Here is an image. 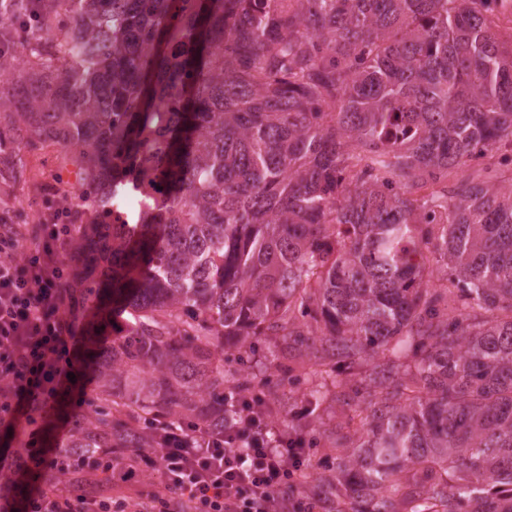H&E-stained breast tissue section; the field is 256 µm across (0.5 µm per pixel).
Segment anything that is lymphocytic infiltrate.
<instances>
[{
	"label": "lymphocytic infiltrate",
	"mask_w": 512,
	"mask_h": 512,
	"mask_svg": "<svg viewBox=\"0 0 512 512\" xmlns=\"http://www.w3.org/2000/svg\"><path fill=\"white\" fill-rule=\"evenodd\" d=\"M35 223L0 210V426L52 412L73 372L87 297L79 269L95 271L92 244L75 227L84 211L55 180L37 185ZM309 450L277 428L257 398L232 390L223 424L166 420L155 448H130L99 471L24 441L0 458V494L28 465L45 474L23 512H323L321 496L298 489Z\"/></svg>",
	"instance_id": "1"
}]
</instances>
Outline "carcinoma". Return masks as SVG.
<instances>
[{
    "label": "carcinoma",
    "instance_id": "cac0c4a2",
    "mask_svg": "<svg viewBox=\"0 0 512 512\" xmlns=\"http://www.w3.org/2000/svg\"><path fill=\"white\" fill-rule=\"evenodd\" d=\"M51 2L40 69L0 54V157L15 177L20 143L70 154L97 213L77 234L108 249L67 454L141 448L165 418L222 426L234 387L286 414L291 361L327 374L406 343L412 369L331 381L358 417L325 435L331 512H512V182L420 193L512 147L505 0Z\"/></svg>",
    "mask_w": 512,
    "mask_h": 512
}]
</instances>
